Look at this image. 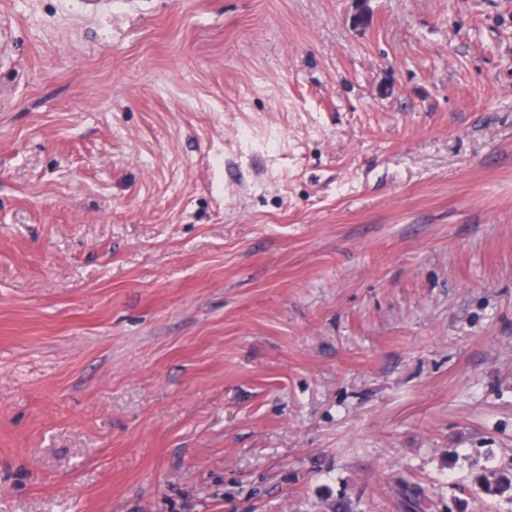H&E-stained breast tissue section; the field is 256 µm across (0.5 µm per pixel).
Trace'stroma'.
Masks as SVG:
<instances>
[{
  "label": "stroma",
  "instance_id": "35a3bbf8",
  "mask_svg": "<svg viewBox=\"0 0 512 512\" xmlns=\"http://www.w3.org/2000/svg\"><path fill=\"white\" fill-rule=\"evenodd\" d=\"M508 467L512 0H0V512Z\"/></svg>",
  "mask_w": 512,
  "mask_h": 512
}]
</instances>
